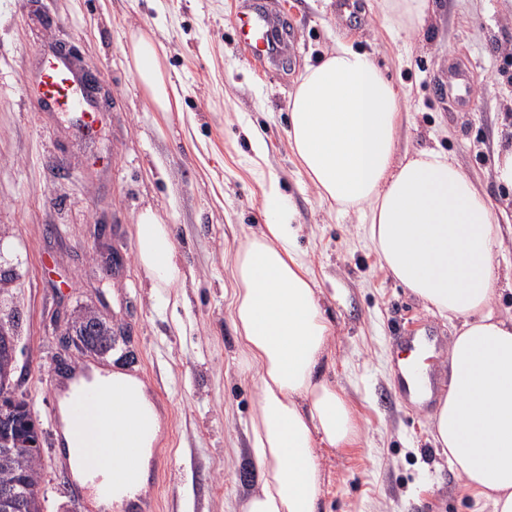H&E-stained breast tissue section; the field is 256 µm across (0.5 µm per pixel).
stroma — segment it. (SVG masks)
<instances>
[{
    "mask_svg": "<svg viewBox=\"0 0 512 512\" xmlns=\"http://www.w3.org/2000/svg\"><path fill=\"white\" fill-rule=\"evenodd\" d=\"M298 44L261 66L235 42L239 0H0V268L18 280L0 307L18 321L16 374L45 436V512H72L56 468L62 399L54 372L57 332L89 309L117 334L89 355L102 369L134 354L162 415L152 466L158 512H244L255 461L246 434L256 401L227 313L226 266L250 228L264 223L248 132L266 144L302 226L319 298L336 329L325 375L362 427L348 448L318 446L326 512H491L472 497L430 434L433 407L395 386L400 337L428 329L441 344L438 376L450 377L453 320L432 315L390 279L364 235L366 216L322 201L288 139V100L305 68L337 42L370 53L405 96L397 150L456 155L480 191L508 214L512 193L494 181L497 149L512 142V11L503 0H436L423 28H399L375 0H277ZM152 31L182 98L153 109L124 54L131 32ZM59 48L91 72L103 94L94 137L75 117L37 109L31 92L42 56ZM473 72L471 107L448 105L449 65ZM153 208L170 226L179 281L153 287L135 255L136 218ZM110 233L98 237L99 225Z\"/></svg>",
    "mask_w": 512,
    "mask_h": 512,
    "instance_id": "stroma-1",
    "label": "stroma"
}]
</instances>
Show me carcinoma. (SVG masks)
I'll return each instance as SVG.
<instances>
[{
    "mask_svg": "<svg viewBox=\"0 0 512 512\" xmlns=\"http://www.w3.org/2000/svg\"><path fill=\"white\" fill-rule=\"evenodd\" d=\"M95 337L88 341L91 350L106 353L112 350V327L103 320L96 321ZM31 412L16 407L3 415L0 424L11 430L9 450L0 452V488L13 491L20 508L19 512H44V498L34 494L41 477V455L31 448L33 439L30 423Z\"/></svg>",
    "mask_w": 512,
    "mask_h": 512,
    "instance_id": "1",
    "label": "carcinoma"
}]
</instances>
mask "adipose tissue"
I'll use <instances>...</instances> for the list:
<instances>
[{
    "label": "adipose tissue",
    "instance_id": "obj_1",
    "mask_svg": "<svg viewBox=\"0 0 512 512\" xmlns=\"http://www.w3.org/2000/svg\"><path fill=\"white\" fill-rule=\"evenodd\" d=\"M127 55L156 111H180L154 38L131 33ZM403 119L395 84L368 53L341 41L301 76L288 103V138L322 199L367 207L366 235L387 274L433 313L459 319L432 436L468 492L492 512H512V317L496 310L504 242L492 203L453 156L423 148L397 157ZM262 191L267 222L246 234L230 269L239 355L258 377L251 446L261 479L245 512H321L315 448L355 442L356 418L323 374L334 327L299 247L295 213L276 177L263 179ZM136 256L154 287L178 279L172 233L149 207L137 216ZM112 381L137 402L140 461L148 463L159 415L138 380L116 372Z\"/></svg>",
    "mask_w": 512,
    "mask_h": 512
}]
</instances>
